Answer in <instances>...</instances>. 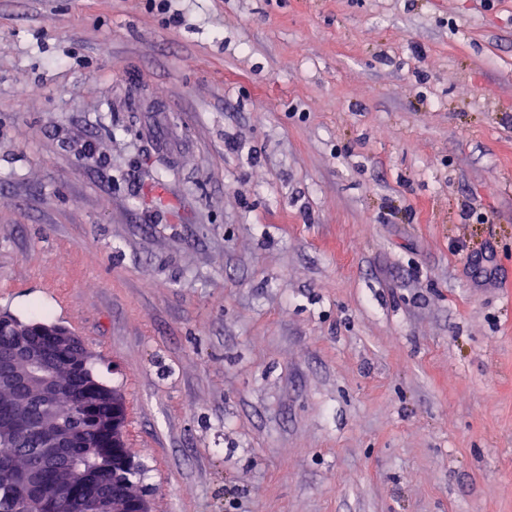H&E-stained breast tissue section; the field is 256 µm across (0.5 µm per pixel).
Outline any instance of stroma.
Here are the masks:
<instances>
[{"instance_id": "stroma-1", "label": "stroma", "mask_w": 512, "mask_h": 512, "mask_svg": "<svg viewBox=\"0 0 512 512\" xmlns=\"http://www.w3.org/2000/svg\"><path fill=\"white\" fill-rule=\"evenodd\" d=\"M169 3L0 0V313L149 512H512V0Z\"/></svg>"}]
</instances>
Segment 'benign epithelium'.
Segmentation results:
<instances>
[{"mask_svg": "<svg viewBox=\"0 0 512 512\" xmlns=\"http://www.w3.org/2000/svg\"><path fill=\"white\" fill-rule=\"evenodd\" d=\"M10 336L9 348L0 345V389L23 386L31 398L8 406L0 413V443L30 447L28 462L18 466L11 456L0 457V468L9 472L15 497L23 512H56V499L45 492L50 474L64 467L67 448H86L91 431L60 421L38 419L35 412L59 413L63 397L112 404V466L135 467L122 435L124 403L118 392L97 381L89 372L92 355L86 344L67 328L53 323L23 324L0 314V335ZM81 500L85 512H123L121 495L132 499L134 512H148L145 499L127 491L109 489L92 477L64 489Z\"/></svg>", "mask_w": 512, "mask_h": 512, "instance_id": "1", "label": "benign epithelium"}]
</instances>
